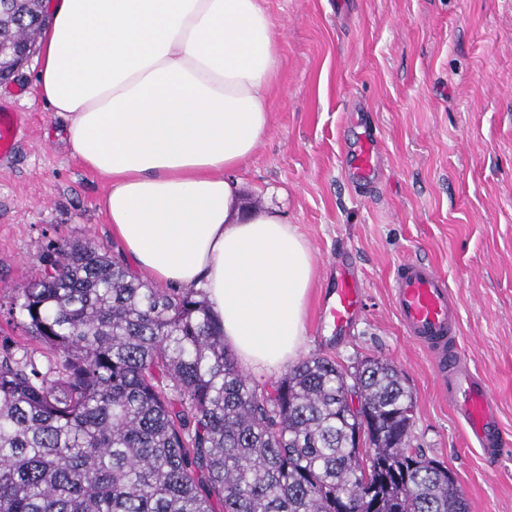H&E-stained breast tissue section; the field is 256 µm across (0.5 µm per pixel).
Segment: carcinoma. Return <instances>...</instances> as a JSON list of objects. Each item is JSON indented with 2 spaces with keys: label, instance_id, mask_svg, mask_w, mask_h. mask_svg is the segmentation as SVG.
<instances>
[{
  "label": "carcinoma",
  "instance_id": "cac0c4a2",
  "mask_svg": "<svg viewBox=\"0 0 512 512\" xmlns=\"http://www.w3.org/2000/svg\"><path fill=\"white\" fill-rule=\"evenodd\" d=\"M42 21L39 0H0V79ZM39 260L11 311L53 363L0 352V512H468L448 468L412 447L393 363L312 355L262 389L202 291L154 288L90 243Z\"/></svg>",
  "mask_w": 512,
  "mask_h": 512
}]
</instances>
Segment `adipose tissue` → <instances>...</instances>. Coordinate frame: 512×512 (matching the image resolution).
Segmentation results:
<instances>
[{"label":"adipose tissue","mask_w":512,"mask_h":512,"mask_svg":"<svg viewBox=\"0 0 512 512\" xmlns=\"http://www.w3.org/2000/svg\"><path fill=\"white\" fill-rule=\"evenodd\" d=\"M34 88L72 154L109 182L112 233L152 280L204 288L238 361L280 367L304 339L308 242L242 211L232 177L269 125L278 74L259 0H46Z\"/></svg>","instance_id":"adipose-tissue-1"}]
</instances>
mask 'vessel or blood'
<instances>
[{"label":"vessel or blood","instance_id":"vessel-or-blood-1","mask_svg":"<svg viewBox=\"0 0 512 512\" xmlns=\"http://www.w3.org/2000/svg\"><path fill=\"white\" fill-rule=\"evenodd\" d=\"M19 122L17 114L0 113V156L10 154ZM349 167L361 178L374 175L377 158L370 140L359 142ZM393 303L407 336L433 357L472 442L482 449L498 445L495 400L458 345L457 305L447 280L427 262L406 261L394 276ZM361 306L362 288L353 265L338 262L335 288L322 308L324 317L341 329L356 318Z\"/></svg>","mask_w":512,"mask_h":512}]
</instances>
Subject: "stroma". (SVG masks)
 <instances>
[{
    "mask_svg": "<svg viewBox=\"0 0 512 512\" xmlns=\"http://www.w3.org/2000/svg\"><path fill=\"white\" fill-rule=\"evenodd\" d=\"M279 44L268 130L240 172L247 208H278L308 242L315 280L299 358L394 363L414 398L413 445L451 471L468 512H512V0H261ZM35 60L0 85L22 113L0 159V348L48 358L7 314L40 251L67 241L122 252L100 201L106 180L72 157L61 117L35 94ZM377 138V174L346 158ZM349 253L362 309L343 335L321 326ZM421 258L456 299L458 342L497 400L503 445H471L428 352L393 308L394 272Z\"/></svg>",
    "mask_w": 512,
    "mask_h": 512,
    "instance_id": "1",
    "label": "stroma"
}]
</instances>
